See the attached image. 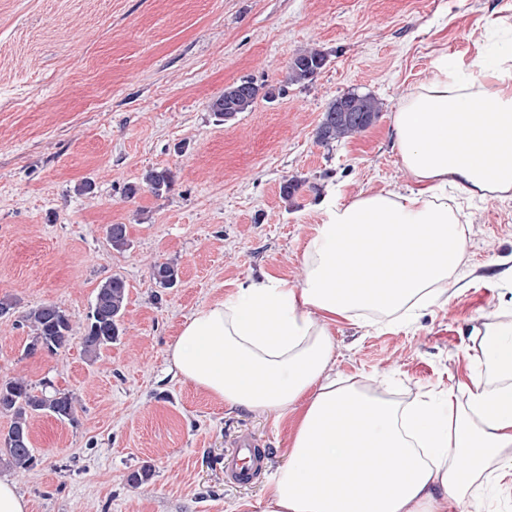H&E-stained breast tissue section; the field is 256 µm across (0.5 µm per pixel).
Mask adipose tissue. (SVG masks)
<instances>
[{
    "label": "adipose tissue",
    "mask_w": 512,
    "mask_h": 512,
    "mask_svg": "<svg viewBox=\"0 0 512 512\" xmlns=\"http://www.w3.org/2000/svg\"><path fill=\"white\" fill-rule=\"evenodd\" d=\"M411 182L324 202L300 287L242 281L184 322L177 374L231 408L295 414L289 462L262 512H490L512 475V303L477 334L486 373L454 392L400 402L333 370L337 319L410 322L465 265L466 225L449 190L512 192V41L468 67L447 55L392 117Z\"/></svg>",
    "instance_id": "ef3b65f1"
}]
</instances>
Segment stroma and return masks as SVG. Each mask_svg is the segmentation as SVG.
I'll return each instance as SVG.
<instances>
[{"mask_svg":"<svg viewBox=\"0 0 512 512\" xmlns=\"http://www.w3.org/2000/svg\"><path fill=\"white\" fill-rule=\"evenodd\" d=\"M510 37L512 0H0V298L14 304L0 317V380L48 381L77 400L74 422L31 420L36 464L13 475L30 512H262L293 418L210 398L176 374L170 346L238 282L299 285L327 192L345 202L408 186L392 130L403 97L440 54L469 64ZM306 47L326 66L287 83ZM243 79L281 93L220 122L212 101ZM350 91L378 98L379 118L320 144L327 104ZM151 169L170 171L168 191L142 186ZM462 211L463 278L411 325L337 321V375L403 402L447 389L466 398L473 333L512 302V193ZM118 223L123 252L106 240ZM167 260L179 278L163 288L151 267ZM115 275L128 286L125 333L92 360L87 316ZM50 302L70 319L69 342L26 354L24 315ZM242 435L267 466L236 485L224 459Z\"/></svg>","mask_w":512,"mask_h":512,"instance_id":"obj_1","label":"stroma"}]
</instances>
